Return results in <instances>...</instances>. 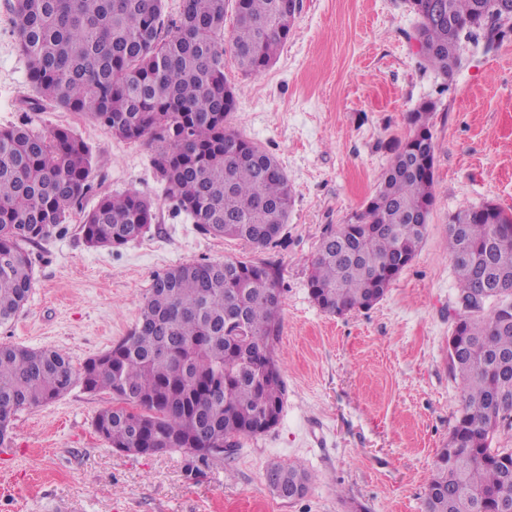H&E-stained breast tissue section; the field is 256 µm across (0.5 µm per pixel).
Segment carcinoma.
I'll return each mask as SVG.
<instances>
[{
    "label": "carcinoma",
    "mask_w": 512,
    "mask_h": 512,
    "mask_svg": "<svg viewBox=\"0 0 512 512\" xmlns=\"http://www.w3.org/2000/svg\"><path fill=\"white\" fill-rule=\"evenodd\" d=\"M226 0H183L165 27L163 0H11V28L35 95L98 121L152 150V165L179 212L200 231L263 249L292 205L277 159L226 127L236 98L224 75ZM297 0H235L230 46L237 67L260 74L295 21ZM426 62L451 75L462 33L505 37L496 26L512 0H412ZM425 101L408 113L374 194L346 224L328 229L309 275L327 314L363 308L388 291L420 249L434 203L435 142ZM92 147L72 129H0V326L23 309L33 281L25 245L45 240L73 213L91 247L120 248L156 218L152 200L104 194L84 211ZM459 297H486L457 314L448 357L462 407L437 453L423 512H512V449L494 448L512 426V213L492 201L448 217ZM283 306L280 271L251 260L185 263L153 279L128 336L74 369L52 348L0 343V447L22 409L79 384L112 394L94 429L111 447L144 455L179 451L192 467L224 455L231 439L279 421L285 395L275 355ZM245 333L234 340V330ZM266 482L283 500L308 484L299 463L274 464Z\"/></svg>",
    "instance_id": "cac0c4a2"
}]
</instances>
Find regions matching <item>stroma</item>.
<instances>
[{
	"mask_svg": "<svg viewBox=\"0 0 512 512\" xmlns=\"http://www.w3.org/2000/svg\"><path fill=\"white\" fill-rule=\"evenodd\" d=\"M408 0H297L294 26L272 67L224 71L236 90L228 126L262 146L288 176L293 205L277 246L254 249L203 234L166 199L146 145L43 104L26 112L28 64L0 0V127L28 121L72 128L96 153L92 190L134 191L156 202L141 239L87 248L81 218L31 246L34 281L0 343L63 350L74 367L136 324L154 277L182 263L272 261L282 277L278 360L286 385L279 423L239 438L194 476L180 452L127 455L93 422L106 392L74 386L59 400L17 412L0 447V512H422L436 453L461 408L448 338L458 288L448 217L491 200L512 212V32L494 43L462 35L451 75L424 67ZM436 103L434 204L426 238L384 298L329 316L308 277L326 229L347 223L375 190L407 115ZM303 463V497L267 485L274 464Z\"/></svg>",
	"mask_w": 512,
	"mask_h": 512,
	"instance_id": "1",
	"label": "stroma"
}]
</instances>
